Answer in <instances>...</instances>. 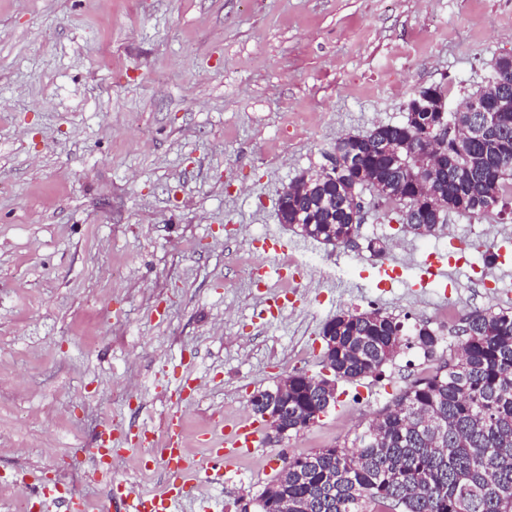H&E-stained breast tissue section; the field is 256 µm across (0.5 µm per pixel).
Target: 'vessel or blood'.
Segmentation results:
<instances>
[{"label":"vessel or blood","instance_id":"vessel-or-blood-1","mask_svg":"<svg viewBox=\"0 0 512 512\" xmlns=\"http://www.w3.org/2000/svg\"><path fill=\"white\" fill-rule=\"evenodd\" d=\"M214 458H230L241 451L254 452L259 448L258 429L255 424H243L234 429H225L223 422H216L207 438ZM150 466L162 469L169 480L161 490L154 493L138 492L121 481H112L109 496L118 512H178L189 485L187 476L193 462L181 442L177 423H169L160 448L154 449L148 458ZM32 492L38 499L42 512L50 505L63 501L66 512H88L86 499L63 496L55 486L36 478Z\"/></svg>","mask_w":512,"mask_h":512}]
</instances>
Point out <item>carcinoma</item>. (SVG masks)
<instances>
[{"mask_svg": "<svg viewBox=\"0 0 512 512\" xmlns=\"http://www.w3.org/2000/svg\"><path fill=\"white\" fill-rule=\"evenodd\" d=\"M483 93L496 111L480 137H470L471 118L479 113L449 110L418 112L402 124L339 138L331 165L306 174L308 187L289 197L280 223L305 238L344 244L359 229L351 222V188L401 202L407 225L422 237L433 235L447 212L473 217L505 209L512 199V108H499V100H512V56L495 61ZM451 126L461 137L448 139V151L467 174L428 185L416 149ZM383 141L394 145V157L379 154ZM323 333L336 341L323 355L329 374L292 373L288 391L278 385L250 399L262 418L285 402L292 408L288 422L267 425L270 442L317 422L334 398L328 382L379 376L404 346L420 348L439 364L410 380L351 446L284 457L288 475L279 473L267 484L258 512H270L272 499L281 496L300 500L306 512H456L461 500L470 512H512L511 309L471 313L455 353L446 356L438 354L443 337L428 324H418L407 338L401 322L376 310L338 314ZM424 420L442 427L443 443L418 426Z\"/></svg>", "mask_w": 512, "mask_h": 512, "instance_id": "carcinoma-1", "label": "carcinoma"}]
</instances>
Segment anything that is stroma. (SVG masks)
Instances as JSON below:
<instances>
[{"label": "stroma", "instance_id": "stroma-1", "mask_svg": "<svg viewBox=\"0 0 512 512\" xmlns=\"http://www.w3.org/2000/svg\"><path fill=\"white\" fill-rule=\"evenodd\" d=\"M506 54L512 0H0V472L66 477L114 512L110 479L162 488L141 457L175 415L204 471L183 512H256L283 456L351 443L421 373L417 348L206 475L213 420L255 422V392L319 373L337 314L409 332L444 306L460 322L512 307V215L452 213L419 237L366 189L334 247L280 223L277 197L336 139L403 123L426 87L455 107ZM273 235L302 266L264 251ZM101 442L120 454L90 482Z\"/></svg>", "mask_w": 512, "mask_h": 512}]
</instances>
